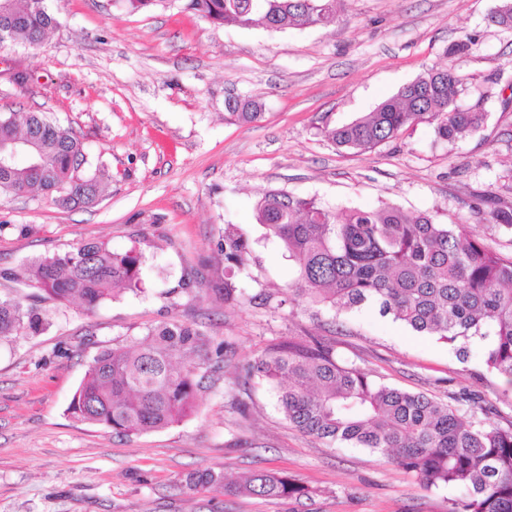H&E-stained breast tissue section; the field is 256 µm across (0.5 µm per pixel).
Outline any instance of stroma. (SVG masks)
I'll return each instance as SVG.
<instances>
[{"label": "stroma", "mask_w": 512, "mask_h": 512, "mask_svg": "<svg viewBox=\"0 0 512 512\" xmlns=\"http://www.w3.org/2000/svg\"><path fill=\"white\" fill-rule=\"evenodd\" d=\"M499 2L344 0L339 22L274 32L213 25L187 0L132 14L112 0H49L57 24L42 43L0 46V113H49L80 137L106 182L94 204L68 209L0 196V272L16 275L15 298L32 302L29 260L83 241L135 246L146 257L142 291L90 312L41 303L43 333L0 341V512H448L456 490L425 488L368 449L304 435L246 368L271 344L313 336L385 385L463 414L470 399L483 400L485 422L507 428L512 398L483 365L485 341L470 339L463 362L452 345L373 307L337 318L298 298L287 290L293 274L281 246L262 241L255 203L276 189L341 208L434 212L512 257V233L469 210L481 195L512 200V31L486 21ZM466 37L469 52L447 59ZM449 62L470 83L462 106L490 94L475 135L438 144L420 122L367 151L323 135ZM13 68L25 82L11 79ZM231 96L258 102L263 118L226 122ZM228 224L256 243L230 303L219 292ZM171 318L233 348L191 415L122 437L69 412L95 355ZM204 468L231 479L283 473L311 493L190 490L186 474Z\"/></svg>", "instance_id": "stroma-1"}]
</instances>
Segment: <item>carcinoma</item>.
I'll return each instance as SVG.
<instances>
[{"label":"carcinoma","instance_id":"cac0c4a2","mask_svg":"<svg viewBox=\"0 0 512 512\" xmlns=\"http://www.w3.org/2000/svg\"><path fill=\"white\" fill-rule=\"evenodd\" d=\"M337 0H188L187 9L218 25L273 31L325 25L336 18ZM489 22L512 30V4L504 0ZM47 0H0V45H36L55 27ZM468 79L452 65L432 67L371 112L328 128L339 147L370 150L421 121L434 124L436 140L452 143L478 131L486 116L479 94L463 108ZM259 106L226 102L225 121L247 124ZM0 145L14 150L0 167V195L44 193L61 208L93 202L97 174L72 129L40 112L23 123L0 114ZM498 227L512 231V204L493 210ZM265 239L279 242L294 270L288 290L339 314L378 306L412 331L458 343L490 339L486 368L512 395V257L505 258L469 236L461 224H443L430 213L411 216L397 206L343 209L315 198L268 190L255 207ZM224 301L241 289L233 281L252 253L251 240L235 225L222 234ZM143 254L116 251L103 241L82 242L34 261L29 286L56 302H81L88 311L124 290L142 289ZM44 322L36 309L0 296V340L36 334ZM228 345L176 318L148 329L135 346L102 350L89 363L70 404L83 421L123 435L166 428L187 415L199 392L219 373ZM253 370L272 389L289 424L320 440L366 448L428 487H452L459 496L448 512H512V427L477 423L458 409L424 394L377 382L339 362L335 349L318 341L288 340L269 347ZM193 490L220 488L228 494L301 498L310 490L279 473L253 472L229 482L224 472L203 469L185 477Z\"/></svg>","mask_w":512,"mask_h":512}]
</instances>
